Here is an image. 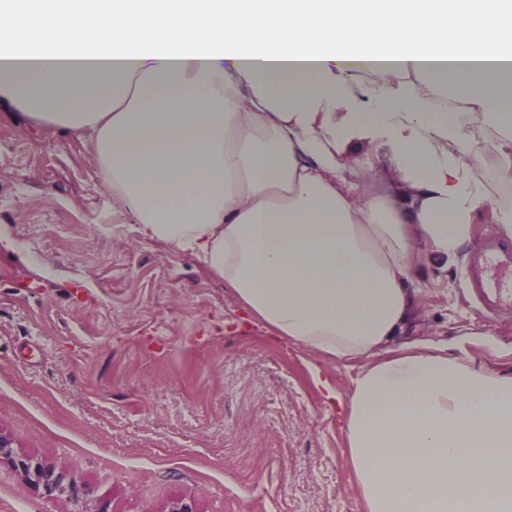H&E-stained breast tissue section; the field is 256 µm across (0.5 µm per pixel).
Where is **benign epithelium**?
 Returning a JSON list of instances; mask_svg holds the SVG:
<instances>
[{
    "mask_svg": "<svg viewBox=\"0 0 512 512\" xmlns=\"http://www.w3.org/2000/svg\"><path fill=\"white\" fill-rule=\"evenodd\" d=\"M4 462L19 472L24 488L34 490L48 500L66 496L75 505L74 512H109L103 504L87 510V495L76 479L67 477L56 466L38 457L15 453L11 441L0 433V464Z\"/></svg>",
    "mask_w": 512,
    "mask_h": 512,
    "instance_id": "obj_1",
    "label": "benign epithelium"
}]
</instances>
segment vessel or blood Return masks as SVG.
I'll return each instance as SVG.
<instances>
[{
	"instance_id": "obj_1",
	"label": "vessel or blood",
	"mask_w": 512,
	"mask_h": 512,
	"mask_svg": "<svg viewBox=\"0 0 512 512\" xmlns=\"http://www.w3.org/2000/svg\"><path fill=\"white\" fill-rule=\"evenodd\" d=\"M471 283L488 306L512 308V238L484 240L471 267Z\"/></svg>"
}]
</instances>
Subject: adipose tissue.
<instances>
[{
    "instance_id": "ef3b65f1",
    "label": "adipose tissue",
    "mask_w": 512,
    "mask_h": 512,
    "mask_svg": "<svg viewBox=\"0 0 512 512\" xmlns=\"http://www.w3.org/2000/svg\"><path fill=\"white\" fill-rule=\"evenodd\" d=\"M0 99L83 141L136 235L274 339L375 356L349 401L316 380L364 512H512V373L391 345L419 268L458 263L483 210L512 226L474 174L487 151L512 186V0H0Z\"/></svg>"
}]
</instances>
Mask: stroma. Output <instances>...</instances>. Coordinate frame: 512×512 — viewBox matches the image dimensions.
<instances>
[{
  "label": "stroma",
  "mask_w": 512,
  "mask_h": 512,
  "mask_svg": "<svg viewBox=\"0 0 512 512\" xmlns=\"http://www.w3.org/2000/svg\"><path fill=\"white\" fill-rule=\"evenodd\" d=\"M406 342L512 371V310L430 265ZM190 253L141 240L90 150L0 108V433L111 512H361L340 410L365 365L270 342ZM0 468V512H72Z\"/></svg>",
  "instance_id": "stroma-1"
}]
</instances>
